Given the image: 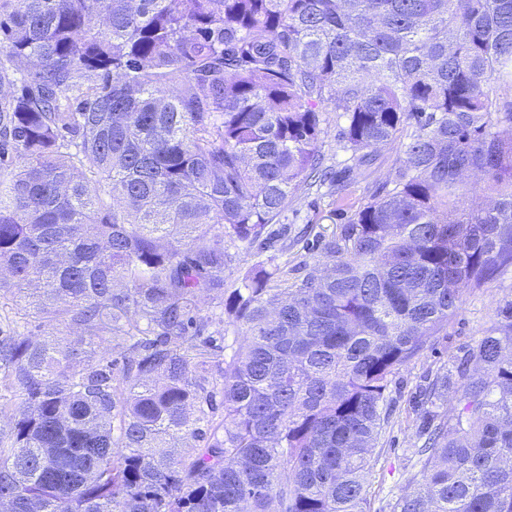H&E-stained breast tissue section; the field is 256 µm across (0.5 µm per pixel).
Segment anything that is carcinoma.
Returning <instances> with one entry per match:
<instances>
[{"mask_svg":"<svg viewBox=\"0 0 512 512\" xmlns=\"http://www.w3.org/2000/svg\"><path fill=\"white\" fill-rule=\"evenodd\" d=\"M395 144L323 270L224 290ZM0 145V299L101 334L0 336L9 512H369L393 374L512 267V0H0ZM211 292L222 356L186 335ZM422 404L391 512H512V300ZM220 302H222L220 294H204L201 297V303H199V308H201V312L199 313V315L206 317L212 316L213 314V319L215 317H221L224 320L223 323L218 324V319H216L215 322H213L207 327L206 331L203 333L202 336H228L226 343L230 344L234 336L237 335L235 334V327L233 326L231 319H229L227 315L223 314L224 307H219V305L221 304Z\"/></svg>","mask_w":512,"mask_h":512,"instance_id":"cac0c4a2","label":"carcinoma"}]
</instances>
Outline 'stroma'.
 Segmentation results:
<instances>
[{
  "label": "stroma",
  "instance_id": "1",
  "mask_svg": "<svg viewBox=\"0 0 512 512\" xmlns=\"http://www.w3.org/2000/svg\"><path fill=\"white\" fill-rule=\"evenodd\" d=\"M397 157L395 151L381 150L370 169L350 174L352 185L344 201L316 194L293 196L273 227L281 233L267 251L242 254L235 261L224 285L240 287L243 277L255 266L313 267L317 260L319 236L331 234L342 218L366 203V183L388 179ZM512 299V267L499 273L482 288L469 292L460 309L448 321L446 331L433 337L420 358L401 366L389 387L392 402L390 423L372 452V468L367 476L366 493L370 512H390V503L407 487L413 470L411 450L418 442V394L436 374L446 372L455 356L474 345L491 328L500 304ZM27 299H0V326L15 321L32 333L49 336L68 334L63 323H46L28 314Z\"/></svg>",
  "mask_w": 512,
  "mask_h": 512
}]
</instances>
